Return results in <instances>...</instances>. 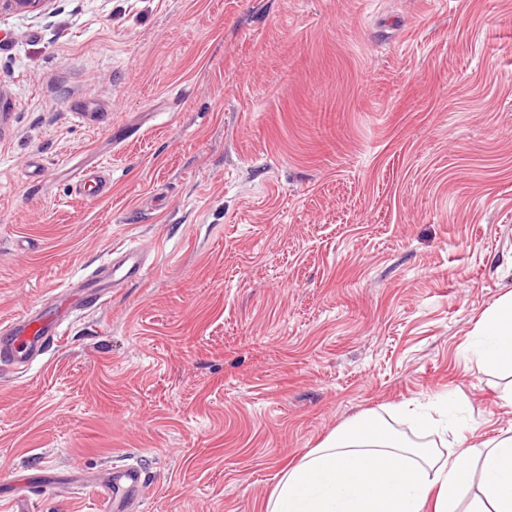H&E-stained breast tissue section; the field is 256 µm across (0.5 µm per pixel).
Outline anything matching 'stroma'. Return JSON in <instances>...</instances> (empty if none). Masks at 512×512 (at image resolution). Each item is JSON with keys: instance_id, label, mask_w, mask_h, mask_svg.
Segmentation results:
<instances>
[{"instance_id": "obj_1", "label": "stroma", "mask_w": 512, "mask_h": 512, "mask_svg": "<svg viewBox=\"0 0 512 512\" xmlns=\"http://www.w3.org/2000/svg\"><path fill=\"white\" fill-rule=\"evenodd\" d=\"M0 103V322L150 249L0 378V512H96L17 483L118 461L143 512H264L411 400L512 430L474 353L512 292V0H54L0 12Z\"/></svg>"}]
</instances>
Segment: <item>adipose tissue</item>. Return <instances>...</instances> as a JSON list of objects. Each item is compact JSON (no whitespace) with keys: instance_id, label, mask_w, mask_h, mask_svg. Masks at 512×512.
Wrapping results in <instances>:
<instances>
[{"instance_id":"adipose-tissue-1","label":"adipose tissue","mask_w":512,"mask_h":512,"mask_svg":"<svg viewBox=\"0 0 512 512\" xmlns=\"http://www.w3.org/2000/svg\"><path fill=\"white\" fill-rule=\"evenodd\" d=\"M479 360L512 370V294L481 319ZM512 512V435L441 452L406 440L384 419L364 414L287 468L265 512Z\"/></svg>"}]
</instances>
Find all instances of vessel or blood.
I'll use <instances>...</instances> for the list:
<instances>
[{
	"instance_id": "1",
	"label": "vessel or blood",
	"mask_w": 512,
	"mask_h": 512,
	"mask_svg": "<svg viewBox=\"0 0 512 512\" xmlns=\"http://www.w3.org/2000/svg\"><path fill=\"white\" fill-rule=\"evenodd\" d=\"M147 253V246L142 244L116 250L110 261L76 283L71 298L49 297L0 323V376L9 378L23 373L36 356L59 345L71 315L100 307L119 289L142 280L147 272ZM46 489L60 497L79 491L92 493L99 501V512H141V503L148 492L142 471L130 464L111 465L77 483L58 482L45 475L29 476L30 494L38 496Z\"/></svg>"
}]
</instances>
